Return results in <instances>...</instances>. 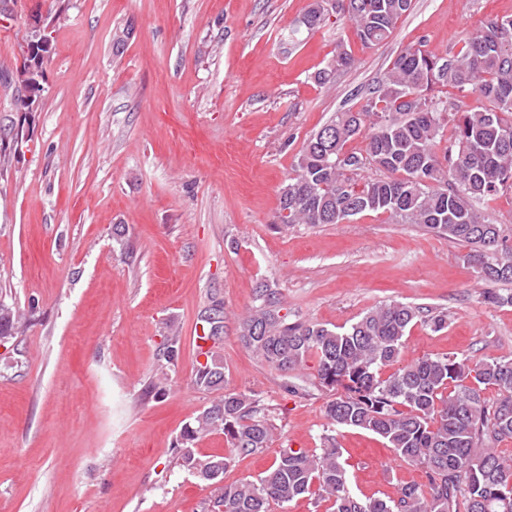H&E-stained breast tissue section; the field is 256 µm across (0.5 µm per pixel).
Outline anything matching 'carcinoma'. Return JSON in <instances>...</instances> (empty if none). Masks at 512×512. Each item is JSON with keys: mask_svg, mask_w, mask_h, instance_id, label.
<instances>
[{"mask_svg": "<svg viewBox=\"0 0 512 512\" xmlns=\"http://www.w3.org/2000/svg\"><path fill=\"white\" fill-rule=\"evenodd\" d=\"M413 8V0H313L291 38L319 28L334 11L351 23L364 46L386 40ZM32 53L16 70V110L28 112L41 97L42 66L49 40L40 30ZM347 45L314 75L322 86L353 68ZM448 86L481 105L448 111L430 94ZM365 135L360 152L345 150ZM448 146L439 149L441 143ZM374 168L383 176L358 180ZM512 189V18L488 24L457 53L437 56L418 47L402 51L387 76L369 89L358 112H337L303 143L294 175L281 188L277 221L340 224L365 212L386 214L396 224H420L473 246L467 260L489 288L485 303L512 306V293L492 285L512 282V247L488 213V204ZM258 305L240 323V339L268 366L288 374L316 358L319 383L336 397L320 453L283 448L255 481L225 484L230 457L202 458L194 444L222 431L236 451L268 447L273 425L258 401L224 392L181 434L182 466L213 487L209 512H269L270 503L306 496L332 502L333 512H512V458L498 444L512 439V357L475 361L467 356H426L399 365L404 338L420 323L438 332L448 315H425L398 301L382 304L349 326L289 324L282 297L264 285ZM13 307L0 299V336L18 333ZM397 369L391 373L385 369ZM224 383L215 358L198 364L194 384L212 390ZM493 389L494 401L484 393ZM359 428L378 435L402 460L422 468L427 484H404L387 499L356 497L348 489L347 463L335 432Z\"/></svg>", "mask_w": 512, "mask_h": 512, "instance_id": "1", "label": "carcinoma"}]
</instances>
